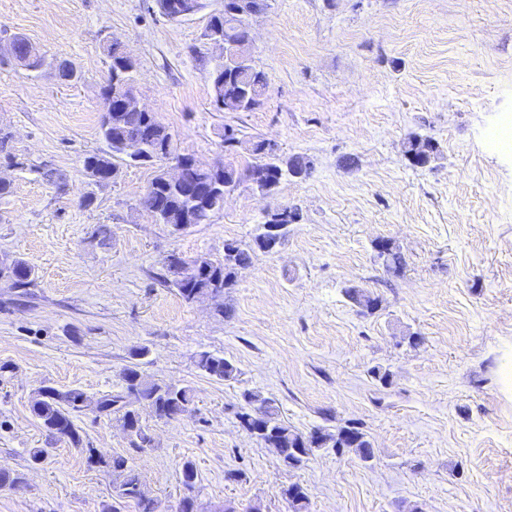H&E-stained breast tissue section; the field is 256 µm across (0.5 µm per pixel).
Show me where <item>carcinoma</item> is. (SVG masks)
Segmentation results:
<instances>
[{
  "label": "carcinoma",
  "instance_id": "carcinoma-1",
  "mask_svg": "<svg viewBox=\"0 0 512 512\" xmlns=\"http://www.w3.org/2000/svg\"><path fill=\"white\" fill-rule=\"evenodd\" d=\"M244 5L262 10L265 0H224V10L211 16L208 30L221 29L228 43H242L245 39L244 30L235 22L232 11ZM34 47L23 40L17 47L18 60L22 66L33 68L38 65L39 55L33 53ZM208 79L213 89V103L219 111L247 112L252 110L251 104L255 98L264 94L267 87L265 73L253 67L231 71L223 64L213 68ZM164 130L154 118L147 117L142 112H102L99 131L107 142L110 152L105 154L92 153L84 157L83 166L86 171L105 174L115 167L114 159L123 155L121 143L128 137L139 136L149 140L154 134ZM437 151L436 144L428 138L410 135L407 138L406 154L416 164L425 166L430 163ZM266 167L264 179L259 181L256 188H267L279 185L281 176L288 173L284 167L267 162H261ZM258 164L246 168H238L231 163H225L215 169L204 166L195 160H189L184 170L186 186L194 190H202L204 194L194 200L180 199L167 193L158 178H153L154 193L169 209L172 217L168 223L204 224L210 215L224 206V190L209 192L207 188L215 184L237 185L246 175L255 170ZM387 271L397 274L403 268V257L397 249H392L380 255ZM6 267L13 275V287L28 288L35 280L34 270L22 259L8 256L0 260V267ZM169 271L175 275L172 285L177 293L187 302H192L201 296L213 298L224 294V289L232 285V275L227 272L224 262L214 261L209 257L199 255L191 259H180L169 266ZM345 294L353 303L360 307L371 309L375 299L357 287H348ZM197 368L218 380H230L236 377L237 368L227 359L204 351L198 354ZM124 388L120 392L104 394L97 400H90L79 389L59 390L45 386L37 391L31 403V412L40 424L53 437L69 442L75 448L82 446L83 440L75 419L86 410L99 415L109 416L119 414L128 435L131 447L142 451L150 447L151 440L140 434L138 411L133 408L132 401L146 400L150 403L151 411L160 420L176 419L190 411L193 403L191 389L177 387L172 384L158 382L143 375L136 367H128L123 371ZM247 408L238 414L240 424L249 429L251 418L268 427L265 445L277 449L284 461L297 465L311 455L313 450L321 447L319 437L322 431L317 429L309 434H303L292 429L282 421L270 401L258 393L247 392L243 395ZM353 451L360 459L366 461L374 457L373 449L366 434L357 426L340 428L338 448ZM112 475L115 505L106 512H120L118 505L132 502L137 512H159L157 500L141 483L139 476L127 465V460L121 456L112 458ZM198 479L193 462L183 463L181 482L188 492L193 491ZM294 512H305L309 503L306 488L294 484L285 489Z\"/></svg>",
  "mask_w": 512,
  "mask_h": 512
}]
</instances>
